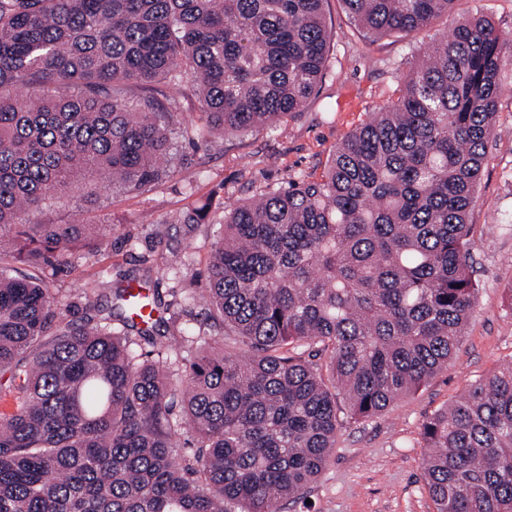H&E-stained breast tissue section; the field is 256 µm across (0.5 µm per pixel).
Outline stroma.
Instances as JSON below:
<instances>
[{"label":"stroma","instance_id":"stroma-1","mask_svg":"<svg viewBox=\"0 0 512 512\" xmlns=\"http://www.w3.org/2000/svg\"><path fill=\"white\" fill-rule=\"evenodd\" d=\"M325 11L334 32L329 71L318 94L277 130L192 141L188 130L197 104L182 98L169 131L171 153L181 161L171 177L136 191L77 182L28 214L30 224L111 227L99 251H76L65 263L35 270L67 318L82 317L83 293L91 288L133 283L167 303L202 295L225 206L320 174L346 133L386 104L403 76L397 68L402 58L467 16L491 18L512 41V0H455L452 11L429 28L374 42L358 33L340 0H328ZM500 81L501 133L488 147L470 215L479 294L465 335L447 368L425 386L374 418L348 421L318 480L303 499L280 501L278 512H435L421 469L423 421L457 401L475 379L512 362V55L500 62ZM194 203L208 210L193 229L178 218Z\"/></svg>","mask_w":512,"mask_h":512}]
</instances>
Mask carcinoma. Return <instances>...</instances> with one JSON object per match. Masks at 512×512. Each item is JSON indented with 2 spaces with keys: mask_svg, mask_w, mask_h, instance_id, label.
<instances>
[{
  "mask_svg": "<svg viewBox=\"0 0 512 512\" xmlns=\"http://www.w3.org/2000/svg\"><path fill=\"white\" fill-rule=\"evenodd\" d=\"M325 2L0 0V393L15 404L0 413V512H276L321 476L345 419L448 366L477 303L469 216L512 54L485 16L401 60L386 105L320 175L224 211L204 304L247 362L184 327L157 336L127 315L118 331L99 289L69 320L14 267L100 244L84 224L26 223L49 194L171 173L179 97L196 100L202 143L301 111L326 75ZM341 2L377 39L421 31L455 0ZM323 352L326 378L310 360ZM184 427L193 446L179 454ZM422 437L435 512H512V363L427 417Z\"/></svg>",
  "mask_w": 512,
  "mask_h": 512,
  "instance_id": "1",
  "label": "carcinoma"
}]
</instances>
